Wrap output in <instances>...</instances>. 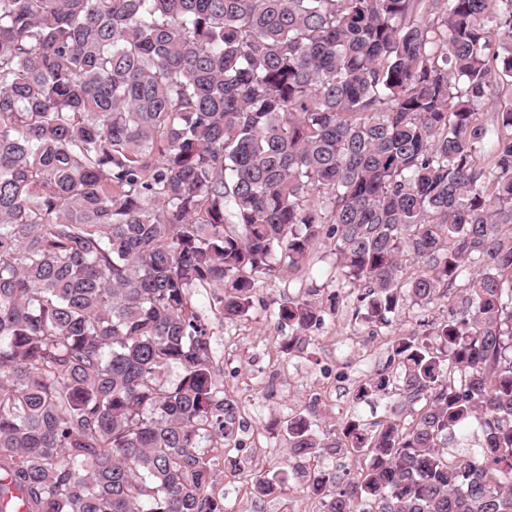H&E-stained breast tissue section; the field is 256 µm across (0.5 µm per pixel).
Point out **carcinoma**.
<instances>
[{
    "mask_svg": "<svg viewBox=\"0 0 512 512\" xmlns=\"http://www.w3.org/2000/svg\"><path fill=\"white\" fill-rule=\"evenodd\" d=\"M505 85L512 0H0V512H226L189 289L243 317L322 238L365 323L447 312L359 385L396 381L386 420H288L294 482L512 512V106L479 116ZM338 302L280 306L283 352ZM333 454L365 460L343 488Z\"/></svg>",
    "mask_w": 512,
    "mask_h": 512,
    "instance_id": "carcinoma-1",
    "label": "carcinoma"
}]
</instances>
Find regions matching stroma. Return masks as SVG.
I'll use <instances>...</instances> for the list:
<instances>
[{"instance_id": "stroma-1", "label": "stroma", "mask_w": 512, "mask_h": 512, "mask_svg": "<svg viewBox=\"0 0 512 512\" xmlns=\"http://www.w3.org/2000/svg\"><path fill=\"white\" fill-rule=\"evenodd\" d=\"M335 267L332 244L318 241L301 268H284L261 280L246 316L213 322L216 374L234 418L214 466L215 489L223 493L228 512H321L317 499L292 483L269 497L252 493L255 472L288 468V419L312 413L323 430L353 416L367 423L386 419L392 397L356 402L358 385L386 364L391 338L413 331L419 316L437 321L446 314L437 305L422 312L408 304L389 325L365 323L356 315V289L336 280ZM312 288L339 293V307L311 332L303 351L284 354L288 329L275 313Z\"/></svg>"}]
</instances>
